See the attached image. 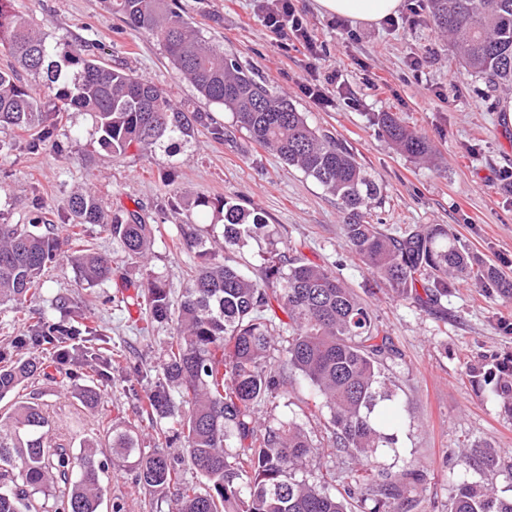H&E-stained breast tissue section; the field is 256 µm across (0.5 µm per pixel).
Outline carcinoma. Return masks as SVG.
<instances>
[{
  "mask_svg": "<svg viewBox=\"0 0 512 512\" xmlns=\"http://www.w3.org/2000/svg\"><path fill=\"white\" fill-rule=\"evenodd\" d=\"M0 0V51L36 81L22 82L0 69V130L28 133V149H51L60 156L83 150L79 138L57 139L56 130L71 110L93 120L98 148L114 157L131 150L169 152L207 131L224 140V126L206 112L176 105L151 81L100 60L94 42L55 43L26 14ZM129 30L160 44L179 75L208 102L233 115L235 126L285 164L299 168L336 197L348 216L343 225L350 251L397 297L421 307L448 296L453 280L469 276L483 288L512 297V280L491 264L477 266L446 224H426L401 235L360 221V210L378 199L375 179L354 152L332 134L311 128L303 113L205 40L173 7V0H107ZM429 22L453 39L460 64L492 87L512 88V0H427ZM378 124L402 152L426 158V138L404 127L394 112H381ZM48 203L35 198L27 223L0 222V313L23 315L25 345L34 353L0 366V512H100L104 464L98 445L83 444L78 454L53 443L48 415L37 397L21 391L46 369L68 365L81 353L91 372L79 399L99 402L94 378L112 376V352L92 343L102 331L83 326L80 294H58L51 305L64 313L55 320L40 308L47 288L45 271L71 268L76 287L100 288L112 282V256L86 239L97 224L112 248L145 258L160 225L141 208H108L92 189L69 198L73 222L46 221ZM168 211L177 245L199 262L185 286L173 295L153 272L142 287L150 319L173 325L164 359L141 410L155 425L177 428L183 439L180 462L205 488L179 479L175 458L163 448L147 454L137 426L112 430L110 453L136 473L144 488L170 501L171 512H412L411 492L423 475L409 467L397 472L374 466L379 449L394 443L373 416L376 406L395 394L382 379L394 357L390 338L370 306L328 267L303 257H277L252 277L207 247L199 218L211 212L224 224V250L247 240L273 238L262 212L248 209L235 195L211 198L179 187L169 190ZM288 321L279 319L278 313ZM288 330L279 350L283 366L300 375L329 410L331 447L348 454L367 483L354 473L343 490L299 476L319 454L294 420L261 418L264 398L280 389L267 370L277 336ZM492 392L512 412V361L483 375ZM450 512H512V497L471 483L458 486Z\"/></svg>",
  "mask_w": 512,
  "mask_h": 512,
  "instance_id": "1",
  "label": "carcinoma"
}]
</instances>
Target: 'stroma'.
<instances>
[{
    "instance_id": "1",
    "label": "stroma",
    "mask_w": 512,
    "mask_h": 512,
    "mask_svg": "<svg viewBox=\"0 0 512 512\" xmlns=\"http://www.w3.org/2000/svg\"><path fill=\"white\" fill-rule=\"evenodd\" d=\"M261 2L178 0V5L201 37L288 96L311 127L331 132L353 150L380 187L364 223L393 234L419 224L448 225L471 255L512 279V123L505 112L512 93L485 94L482 81L459 66L448 36L429 24L426 0H403L391 19L352 21L344 29L334 25L332 16L318 13L314 0H295L316 39L314 55L296 41L279 47L261 23ZM14 7L41 25L50 41L96 40L110 64L166 89L175 103L192 104L216 122L232 125L231 112L199 98L162 47L125 31L102 0H14ZM416 57L422 64L414 71L410 62ZM311 80L320 100L304 92ZM380 112L397 113L403 125L422 133L434 149L432 158L417 160L399 152L377 124ZM72 133L86 149L65 159L28 150L25 134L14 132L16 150L0 157L1 217L23 223L28 202L41 197L50 205L52 223H66L70 194L88 184L107 205L138 203L153 216L167 207L168 175L194 194L238 195L275 230L273 240L251 239L241 248L249 270L266 266L275 251L293 247L307 260L329 266L370 302L396 352L385 364L384 378L400 405L399 417L386 424L398 452L380 454L377 462L385 468L407 465L424 475L416 512H449L460 482L483 484L477 453L486 447L497 452L503 466L496 493L512 496V414L490 386L470 375L471 369L490 368L494 360L512 359V331L506 329L512 324V298L460 281L430 313L379 290L347 250L344 215L335 197L243 133L221 143L199 135L174 157L133 151L119 158L93 148L96 134L88 114H68L57 134ZM176 234L174 223L162 224L145 261L113 253L117 274L111 288L93 289L85 297L87 324L108 329L112 356L122 362L111 381L100 382V406L88 409L79 403L76 378L54 372L34 384L54 437L71 448L87 440L108 442L110 428L130 423L139 426L145 452L160 446L151 422L138 409L151 383L142 371L159 365L172 329L151 324L146 309H127L123 283H139L150 269L173 290L182 289L195 259L174 247ZM107 294L112 297L108 303L103 300ZM310 399L309 387L294 374L278 394L265 399L262 415L272 422L295 420L323 448L304 475L316 481L331 473L328 490L333 493L354 462L330 448L324 429L329 412ZM104 483L101 512H169L166 499L149 493L133 471L118 463H108Z\"/></svg>"
}]
</instances>
